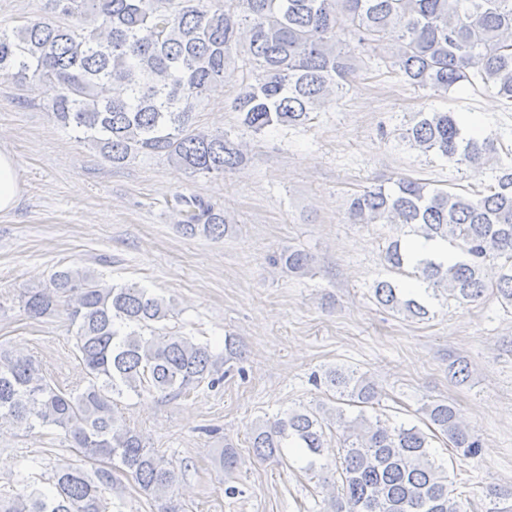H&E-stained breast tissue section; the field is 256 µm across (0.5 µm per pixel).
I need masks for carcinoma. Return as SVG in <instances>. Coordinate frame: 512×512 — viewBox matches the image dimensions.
<instances>
[{"label": "carcinoma", "instance_id": "carcinoma-1", "mask_svg": "<svg viewBox=\"0 0 512 512\" xmlns=\"http://www.w3.org/2000/svg\"><path fill=\"white\" fill-rule=\"evenodd\" d=\"M44 10L37 20L0 30V69L55 89L48 103L54 119L115 166L150 154L191 174L238 169L245 159L241 143L192 129L195 108L224 83L236 56L249 66V81L232 107L254 133L303 125L325 111L357 77L356 50L390 35L387 63L409 85L446 95L479 83L512 102V0H46ZM401 138L457 166L498 160L497 139L467 133L454 112H421ZM495 172V184L484 191L400 177L350 198L353 224H399L459 252L453 263L415 260L400 239L389 242L390 272L425 287L414 293L396 279L378 280L380 305L424 320L442 293L469 305L489 289L512 305V165ZM175 206L186 234L224 236L227 219L219 206L196 195L176 197ZM279 261L293 272L309 266L300 250ZM20 299L35 320L66 304L82 377L61 387L32 356L1 347L0 427L28 433L55 427L84 466H58L46 491L37 481L41 462L25 460L17 473L22 491L0 494V512H110L106 494L117 484L116 462L160 503V512H185L178 472L119 421L117 399L214 388L240 350L230 344L226 358L213 355L208 345L168 330L171 307L164 300L135 283L111 285L86 268L57 271L48 286L30 288ZM325 379L339 394L336 412L301 406L255 426V455L275 457L292 444L315 472L333 429L344 487L336 512H462L448 469L429 452L441 435L465 458L481 454V438L458 408L445 401L425 405L426 433L370 419L367 409L381 394L366 374L336 369ZM346 405L358 408L354 418L345 416ZM219 464L233 471L241 458L227 445ZM488 496L489 512H512V488Z\"/></svg>", "mask_w": 512, "mask_h": 512}]
</instances>
